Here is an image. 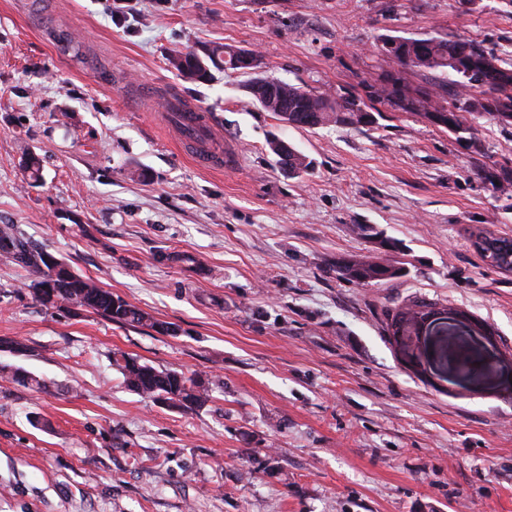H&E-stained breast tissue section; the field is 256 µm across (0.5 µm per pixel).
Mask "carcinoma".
<instances>
[{"instance_id":"cac0c4a2","label":"carcinoma","mask_w":512,"mask_h":512,"mask_svg":"<svg viewBox=\"0 0 512 512\" xmlns=\"http://www.w3.org/2000/svg\"><path fill=\"white\" fill-rule=\"evenodd\" d=\"M376 49L393 63V67L363 82V94L338 90L315 93L302 85L270 78L263 72L260 55L252 50L224 46L212 50L205 59L191 53H179L170 59L180 74L198 81L212 78L211 67L224 64V70L249 75L244 85L251 103L272 112L286 127L317 128L329 124L354 128L376 123L378 106L392 112H406L441 128L481 151L476 121L486 118L506 128L512 126V64H507L481 43L450 38L448 35L401 37L385 35ZM433 73L443 85L459 89L458 97L448 101V91L434 86L415 84L409 73ZM271 152L288 167L291 175L308 172L311 161L287 140L274 136L269 140ZM483 178L493 190L512 198V169L488 168ZM385 256H347L336 259L330 271L336 279L355 285L376 286L407 273L393 254L400 246L390 239L381 240ZM44 251L29 245L9 226L0 228V260L19 263L39 274L29 285L44 306L58 309L77 307L118 324H136L167 335L170 324L112 294L96 280L84 277L67 264L54 270L44 259ZM437 308V303L415 299L403 305L383 309L384 331L390 336L409 333L413 323ZM113 364L123 375L129 390L166 406L182 410H199L210 401V389L198 377L174 370H159L137 358L113 356Z\"/></svg>"}]
</instances>
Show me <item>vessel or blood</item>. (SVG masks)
Masks as SVG:
<instances>
[{"mask_svg":"<svg viewBox=\"0 0 512 512\" xmlns=\"http://www.w3.org/2000/svg\"><path fill=\"white\" fill-rule=\"evenodd\" d=\"M167 107L163 120L178 133L181 147L191 151L200 165L223 168L232 149L225 145L213 115L176 98L168 99Z\"/></svg>","mask_w":512,"mask_h":512,"instance_id":"obj_1","label":"vessel or blood"}]
</instances>
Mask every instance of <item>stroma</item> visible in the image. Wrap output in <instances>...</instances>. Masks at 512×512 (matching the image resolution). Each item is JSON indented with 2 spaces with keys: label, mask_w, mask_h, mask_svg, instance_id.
<instances>
[{
  "label": "stroma",
  "mask_w": 512,
  "mask_h": 512,
  "mask_svg": "<svg viewBox=\"0 0 512 512\" xmlns=\"http://www.w3.org/2000/svg\"><path fill=\"white\" fill-rule=\"evenodd\" d=\"M0 0V227L170 323L174 334L40 305L37 275L0 262V512H512V272L468 228L512 237V200L482 154L420 118L283 128L243 75L205 83L171 50H256L266 75L361 91L379 37L441 32L512 60V0ZM215 114L238 156L200 167L158 118L168 93ZM279 135L312 162L290 175ZM42 164L40 180L24 168ZM369 224L376 236L357 234ZM400 242L409 273L358 287L340 256ZM191 254L203 268L183 262ZM420 297L490 325L429 337L408 363L384 307ZM205 379L203 409L129 390L113 353ZM467 352L483 368L454 376Z\"/></svg>",
  "instance_id": "35a3bbf8"
}]
</instances>
